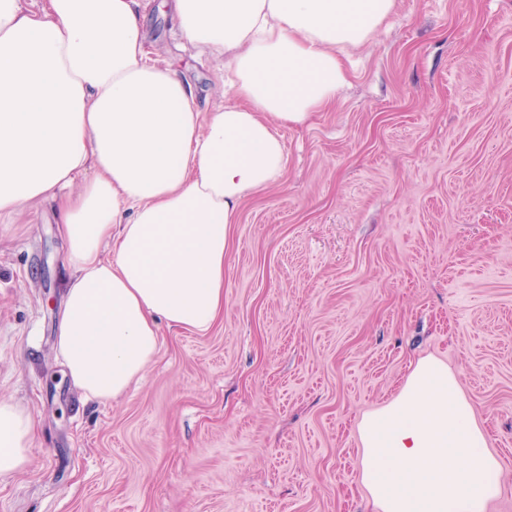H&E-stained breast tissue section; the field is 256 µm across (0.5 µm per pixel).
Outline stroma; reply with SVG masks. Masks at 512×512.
Listing matches in <instances>:
<instances>
[{
  "label": "stroma",
  "mask_w": 512,
  "mask_h": 512,
  "mask_svg": "<svg viewBox=\"0 0 512 512\" xmlns=\"http://www.w3.org/2000/svg\"><path fill=\"white\" fill-rule=\"evenodd\" d=\"M151 55L221 106L224 62L146 14ZM335 105L284 126L243 200L224 310L161 325L125 395L84 400L55 351L70 272L56 201L0 223V397L37 436L0 512H373L362 416L432 355L458 376L512 512V0H398Z\"/></svg>",
  "instance_id": "35a3bbf8"
}]
</instances>
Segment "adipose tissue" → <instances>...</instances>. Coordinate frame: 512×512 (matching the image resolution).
I'll return each mask as SVG.
<instances>
[{"label":"adipose tissue","instance_id":"obj_1","mask_svg":"<svg viewBox=\"0 0 512 512\" xmlns=\"http://www.w3.org/2000/svg\"><path fill=\"white\" fill-rule=\"evenodd\" d=\"M397 0H171L180 33L224 61L228 103L200 111L154 62L144 0H0V217L57 201L72 270L57 354L84 397L139 381L157 322L208 330L242 199L284 173L278 133L348 81ZM375 512H487L499 463L459 379L413 366L358 428ZM31 412L0 397V475L20 471Z\"/></svg>","mask_w":512,"mask_h":512}]
</instances>
